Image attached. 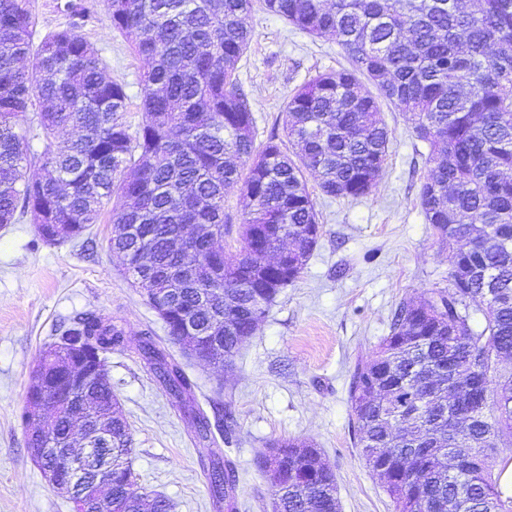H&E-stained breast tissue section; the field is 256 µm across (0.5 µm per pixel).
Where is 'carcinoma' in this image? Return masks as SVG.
<instances>
[{
	"label": "carcinoma",
	"mask_w": 512,
	"mask_h": 512,
	"mask_svg": "<svg viewBox=\"0 0 512 512\" xmlns=\"http://www.w3.org/2000/svg\"><path fill=\"white\" fill-rule=\"evenodd\" d=\"M112 28L146 60L144 120H123L125 84L105 76L97 50L75 29L34 42L32 0H0V224L30 216L39 237H81L112 204L110 251L153 309L168 307L171 341L215 336L216 362L233 365L281 290L297 281L320 237L305 173L331 198H362L376 185L392 132L383 98L403 112L432 166L418 199L426 223L454 252L448 284L399 302L389 333L352 375L349 398L361 454L395 512H512L494 464L512 447V0H104ZM304 33L336 39L349 67L319 72L286 101V140L256 143L250 104L235 73L255 8ZM371 80L378 95L364 85ZM39 149H33V144ZM39 164L42 174L28 168ZM248 165L243 175L240 165ZM249 200L242 250L196 247L180 255L185 224L202 238L224 235V198ZM147 248L151 257L139 262ZM124 333L78 317L51 345L43 378L56 401L52 436L35 448L70 445L77 412L112 436L125 470L112 499L133 512H171L163 497L131 498L133 437L114 408L112 380L61 398L60 365L87 350L106 355ZM138 348L183 408L194 384L146 333ZM471 461L454 472L455 448ZM276 512H339L333 469L312 444L283 438ZM268 456V457H270ZM268 457L259 462L266 468ZM387 465L376 471L371 462Z\"/></svg>",
	"instance_id": "cac0c4a2"
}]
</instances>
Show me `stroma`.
I'll return each mask as SVG.
<instances>
[{"label":"stroma","mask_w":512,"mask_h":512,"mask_svg":"<svg viewBox=\"0 0 512 512\" xmlns=\"http://www.w3.org/2000/svg\"><path fill=\"white\" fill-rule=\"evenodd\" d=\"M87 16L73 25L66 0H34L36 37L77 27L106 61L108 77L129 95L124 119L143 121L141 77L147 68L112 28L102 0H81ZM249 46L238 64L258 140L281 129L283 106L315 73L347 66L329 37L314 38L284 18L253 11L244 19ZM387 163L373 191L356 200L324 196L308 186L322 235L301 277L283 288L232 370L169 352L195 382V403L220 402L231 441L200 439L191 420L147 372L135 346L163 323L127 279L122 258L107 248L112 224L102 212L82 238L48 244L29 218L0 226V512H71L53 491L27 448L21 414L30 372L61 330L76 317H102L124 328L126 342L109 354L112 387L132 428L137 492L166 497L171 512H225L202 474L212 458L238 471L239 512H273V491L259 467L271 444L299 438L320 448L336 474L340 512H393L379 480L361 456L352 427L349 383L389 331L390 314L405 298L445 286L452 251L421 213L418 192L428 148L390 103Z\"/></svg>","instance_id":"stroma-1"}]
</instances>
